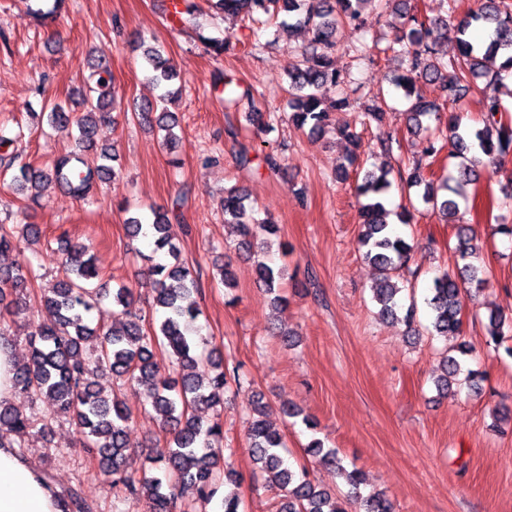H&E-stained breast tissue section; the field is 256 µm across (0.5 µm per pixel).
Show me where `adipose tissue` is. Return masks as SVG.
<instances>
[{"label": "adipose tissue", "instance_id": "ef3b65f1", "mask_svg": "<svg viewBox=\"0 0 512 512\" xmlns=\"http://www.w3.org/2000/svg\"><path fill=\"white\" fill-rule=\"evenodd\" d=\"M58 488L16 449L0 446V512H65Z\"/></svg>", "mask_w": 512, "mask_h": 512}]
</instances>
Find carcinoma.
<instances>
[{
    "label": "carcinoma",
    "instance_id": "obj_1",
    "mask_svg": "<svg viewBox=\"0 0 512 512\" xmlns=\"http://www.w3.org/2000/svg\"><path fill=\"white\" fill-rule=\"evenodd\" d=\"M212 9L224 17L242 16L258 29H268L279 14L296 18V26L308 37L309 49L288 68L290 118L300 127L322 134L335 130L350 145L348 165L359 163L362 140L356 127L346 122L335 124L333 115L349 106L346 78L336 70L333 50L336 32L342 27L358 29L363 25V10L390 12L399 19L392 44L386 50L404 57L406 67L390 77L392 84L411 101L409 131L423 129L422 118L437 114L447 105H455L470 89L475 88L485 103L484 118L478 126L463 123L461 115L448 111L444 139L450 145L448 157L460 159L457 179L475 183L490 163H502L512 156V123L504 118L505 108L499 98L502 73L512 72V10L504 0H475V7L453 18V31L458 54L451 59L439 56V46L448 39V19L429 18L408 11L403 0H207ZM65 0H53L48 10L27 8V15L40 21H53ZM197 10L195 0H168L167 13L172 21ZM489 30V40L478 44L472 31ZM145 79L162 90L156 100L136 107L134 118L164 132L166 147L173 150L180 141L175 132L177 120L158 107L173 97L171 83L178 78L177 69L152 45L140 44ZM326 84L340 89L339 97L325 102L318 90ZM432 88V96L420 91V85ZM238 108L248 107L249 120L260 119L250 90L227 100ZM80 111L59 102L47 103V121L52 127H76V151L55 157L49 166L36 168L23 161L22 133L6 136L0 132V174L17 169L10 188L29 200L33 191L45 181L55 182L71 196L84 200L94 194L104 180L120 176L119 155L115 144L99 143L100 127L115 123L111 112L122 108L112 83L109 61L98 58L91 62L78 91ZM438 138L426 139L423 150L427 163L416 162L399 172L400 179L411 187H423L421 202L438 213L447 224L457 225L454 272H442L434 278L426 303L431 310V326L439 336L462 332L463 292L482 291L487 283L488 262L474 243L470 225L460 223L458 202L452 197L456 188L443 183L451 195L440 200L424 174L443 150ZM389 171H368L357 186L361 218L359 243L363 256L376 269L371 291L380 305L382 316L414 328L416 309L409 305L400 313L398 295L401 274L411 272L412 246L387 221L389 210L385 199L391 188ZM187 194H180L170 210L150 209V214L130 216L125 220L131 240L150 238L153 252H164L165 263L151 262L147 284L153 293L151 315L135 307V293L120 286L107 293L101 287L99 269L93 254L84 244L66 249L59 278L47 289L43 303L50 313L49 322L37 325L30 337L31 352L26 361L14 360V394L41 397L51 403L56 416L65 418L87 438L89 458L110 479L112 487L127 496L146 502L148 512H172L174 502L191 496L205 503L215 494L219 483L233 480L236 473L224 470L223 458L216 451L224 438L219 407L232 385L240 384L237 372L224 371L223 358L216 349L208 348V340L200 334L196 322L201 315L197 297L201 293L199 273L181 257L174 243L172 224L179 222ZM224 223L239 237V245L248 249L267 244L264 237L278 232V225L254 217L256 210L248 195L236 188L225 191ZM38 243L41 230L36 224H0V253L18 248L19 240ZM257 280L274 295V301L285 298L276 294L282 288L284 270L264 262L256 265ZM38 279L30 261H18L0 267V347L12 348L3 326L5 318L20 309L19 294ZM120 309L121 318L105 328L87 323L89 314L105 298ZM487 343L503 349L512 358V316L491 311L487 316ZM162 343L170 348L177 365L167 374L154 360V349ZM106 368L116 379L138 390L146 399L164 433L163 444L148 456L151 472L135 476L125 469L128 458L126 430L131 414L116 393L107 398L97 388L99 370ZM482 375L467 368L464 362L445 357L443 374L436 387L446 391L454 385L478 386ZM203 408L213 409L210 418L199 414ZM270 405L264 397L252 404L247 439L251 456L262 474L266 487L280 492L277 512H348L344 502L330 490L314 484L303 469L290 467L281 454L284 435L269 421ZM34 429V418L19 408L0 401V444L23 448L24 438ZM306 451L334 467L336 475L350 486L358 505L357 512H393L391 502L382 493L366 497L360 493L364 484L361 471L348 469L336 450L313 439Z\"/></svg>",
    "mask_w": 512,
    "mask_h": 512
}]
</instances>
